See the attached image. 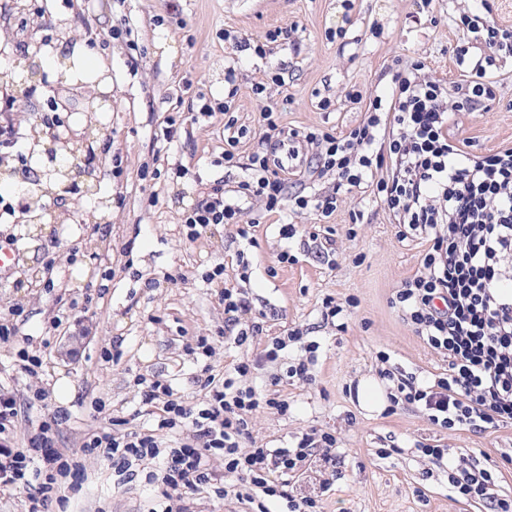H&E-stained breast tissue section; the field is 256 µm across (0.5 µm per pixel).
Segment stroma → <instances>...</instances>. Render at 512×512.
<instances>
[{
	"instance_id": "obj_1",
	"label": "stroma",
	"mask_w": 512,
	"mask_h": 512,
	"mask_svg": "<svg viewBox=\"0 0 512 512\" xmlns=\"http://www.w3.org/2000/svg\"><path fill=\"white\" fill-rule=\"evenodd\" d=\"M471 6V0H431L426 7L421 0H0V23L14 30L4 53L9 61L84 40L87 18L100 29L131 32L130 38L92 47L112 82V106L96 115L103 131L93 150L106 160L122 159L121 174L99 178L82 198L86 204L105 198L107 207L97 215L105 232L90 234L73 218L37 233L14 217H0V238L17 237L21 252L15 269L0 278V316L17 307L27 315L18 337L0 341V383L14 391L19 408L13 445H25L38 418L58 417V446L69 454H79L86 434L112 418L151 426L152 418L140 411L138 377L168 380L194 401L204 398L195 381L196 359L186 351L194 337H213L210 363L221 372L296 327L305 341L318 344L311 381L285 376L305 356L295 344L248 382L288 401L287 413L257 414V444L289 447L314 429L336 437L338 464L327 488H320L311 469L297 478L298 493L321 492L323 512H489L485 501L451 497L448 466L419 453L417 445L424 442L464 453L493 471L494 495L512 499V463L506 461L512 426L445 430L432 425L418 405L370 412L360 404L363 380L378 381L390 393L394 384L385 380L386 372L431 380L448 367L393 302L428 245L417 237L400 239L393 217L370 189L341 194L328 217L313 209L296 213L286 204L269 212L257 200L242 199L243 222L257 225L250 241L232 224L207 228L190 240L180 222L198 198L193 174L228 190L246 177L264 107H275L288 128L340 133L363 120L395 60L424 56L433 77L458 81L453 48L467 36L454 18ZM287 25L294 30L290 42L266 41L269 29ZM161 37L167 48L158 47ZM131 39L145 51L136 65L127 47ZM257 44L264 53L254 52ZM230 66L237 74L232 85L224 80ZM276 76L284 85L273 84ZM491 78L499 101L454 116L459 138L483 154L512 147V56L499 58ZM258 83L267 86L260 96L252 92ZM352 89L361 91L362 101L349 98ZM227 97L247 131L238 146L241 165L232 169L222 163L228 137L223 115L199 114L203 101ZM324 100L329 108H321ZM176 110L198 119L181 126L171 148L158 150L154 132ZM297 148L299 157L287 173L289 191L327 194L335 176L311 180L316 148L304 142ZM156 150L158 176L139 180L140 163ZM180 165L189 169L188 177H176ZM284 224L295 225L294 238H282ZM321 227L331 230L334 252L313 240ZM284 252L291 262H280ZM49 256L59 290L24 287L28 269L42 270ZM243 260L248 269L240 268ZM218 264L223 278L207 281L206 273ZM227 288L247 291L254 313L263 317L262 335L241 345L222 335L219 296ZM60 294L76 306L51 332L47 325ZM88 297L93 304L86 309ZM329 297L342 308L332 322L322 314ZM23 349L41 357L40 375L19 372ZM383 352L389 361L380 360ZM275 374L281 377L276 384ZM41 388L50 392L44 403L33 399ZM392 446L397 454L382 458L381 449ZM81 464L80 485L61 489L63 512H156L159 499L144 477L119 480L95 456H82Z\"/></svg>"
}]
</instances>
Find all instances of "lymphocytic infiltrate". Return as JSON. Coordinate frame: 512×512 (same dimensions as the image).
I'll return each instance as SVG.
<instances>
[{
	"mask_svg": "<svg viewBox=\"0 0 512 512\" xmlns=\"http://www.w3.org/2000/svg\"><path fill=\"white\" fill-rule=\"evenodd\" d=\"M478 36L482 54L455 48L463 80L443 82L427 75L425 58L411 60L393 70L387 96L370 101L357 126L340 135L319 128L306 133L318 149L315 171L335 175V193L288 194L276 151L295 133L281 126L270 107L260 114L263 147L249 157L251 179L240 181L232 196L222 184H201L196 204L181 218L190 239L219 224L236 225L246 238L252 227L240 221L239 197L261 198L270 210L287 199L293 209L328 216L337 209L339 189L371 187L396 218L400 238L430 239L420 268L394 302L418 336L448 359L447 373L434 383L421 385L408 375L399 379L397 391L403 403L422 406L431 424L475 431L512 424V147L467 151L450 122L451 113L476 112L495 100L490 73L498 54L512 53V26L492 21ZM219 303L235 343L262 333L243 290L224 289ZM301 340L296 330L272 337L255 359L221 375L206 362L196 377L205 393L197 404L169 381L143 380L141 402L157 410L154 428L132 430L128 419H112L88 435L83 453L103 456L119 476L130 478L139 462L158 461L146 478L165 500L163 512H190L193 495L204 489L220 499L235 497L248 512H269L273 501L285 512H322L320 496H295L293 481L312 457L335 467V436L314 431L290 448L256 446V414L287 412L288 402L260 396L244 383ZM17 416L15 397L0 392V494L24 491L25 512H52L60 479L78 464L58 448L56 428L47 421L31 427L24 448L11 446L7 435ZM216 455L224 458L220 476L210 466ZM229 475L236 485L226 484ZM448 483L457 496L488 501L492 512H512V500L492 497L490 474L475 465L450 473Z\"/></svg>",
	"mask_w": 512,
	"mask_h": 512,
	"instance_id": "obj_1",
	"label": "lymphocytic infiltrate"
}]
</instances>
